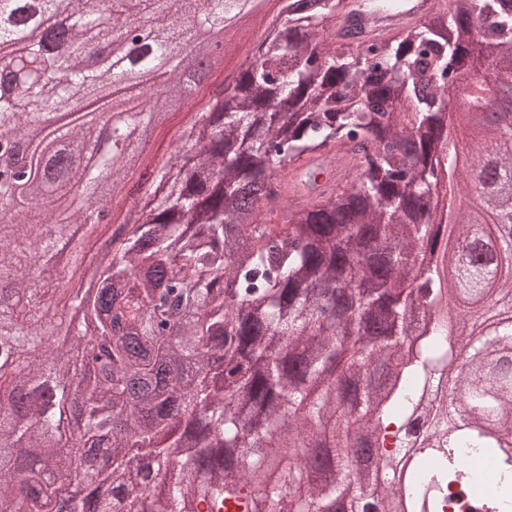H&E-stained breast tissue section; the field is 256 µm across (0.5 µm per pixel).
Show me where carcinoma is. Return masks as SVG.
Segmentation results:
<instances>
[{"mask_svg":"<svg viewBox=\"0 0 512 512\" xmlns=\"http://www.w3.org/2000/svg\"><path fill=\"white\" fill-rule=\"evenodd\" d=\"M0 0V140L36 169L73 143L74 157L38 195L0 182V512H321L342 492L314 465V446L344 471L359 435L377 438L386 472L357 512H438L445 500L469 512L472 448L494 466L488 512H512V315L474 338L499 294L512 292V250L498 255L496 190L482 197L486 224L448 218L428 224L425 199L440 182L468 190L464 173L434 159L445 95L458 56L486 44L512 65V0H457L453 13L362 42L350 34L330 49L319 25L348 0H292L287 28L246 65L239 94L176 144L170 163L140 185L150 199L143 222L124 224L108 252L87 262L69 233L98 202L104 175H127L134 139L152 133L133 112L104 139L91 124L56 127L48 109L78 102L120 79L107 49L141 24L188 36L218 23L237 0ZM71 15L84 19L72 48L46 42ZM512 139V109L484 141ZM361 172L326 191L319 179L338 155ZM302 175L309 203L277 222L288 205L283 183ZM54 223L51 238L42 225ZM455 255L457 280L414 273L426 251ZM76 252L85 289L69 296L78 325L53 323L57 289L41 273L59 252ZM38 288L41 297L33 298ZM459 289V322L440 310L442 289ZM418 309L429 316L419 329ZM87 336L88 358L72 355ZM352 416L337 395L340 378L364 380ZM448 372L459 397L454 425L432 429L400 466L392 447L413 418L448 398L425 402ZM29 388L27 396L13 393ZM80 407L84 451L65 455L48 407ZM274 432L288 441L280 464L261 447Z\"/></svg>","mask_w":512,"mask_h":512,"instance_id":"1","label":"carcinoma"}]
</instances>
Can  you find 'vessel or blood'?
<instances>
[{
	"label": "vessel or blood",
	"mask_w": 512,
	"mask_h": 512,
	"mask_svg": "<svg viewBox=\"0 0 512 512\" xmlns=\"http://www.w3.org/2000/svg\"><path fill=\"white\" fill-rule=\"evenodd\" d=\"M363 0H353L346 16L334 18L330 35L339 37L351 31H359L362 38L379 39L391 29L424 21L431 14L445 7L444 0H412L410 8L388 11L384 20H376L362 9Z\"/></svg>",
	"instance_id": "obj_1"
}]
</instances>
